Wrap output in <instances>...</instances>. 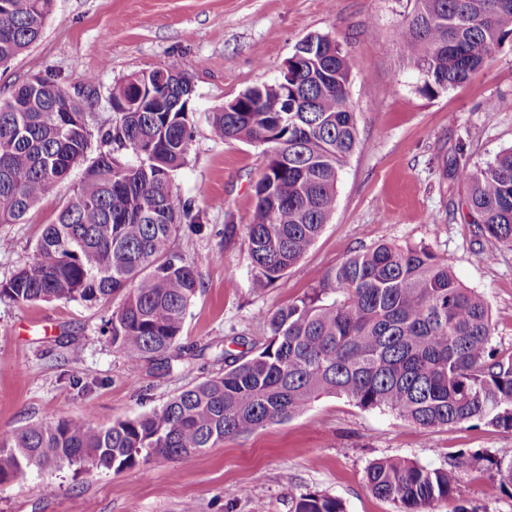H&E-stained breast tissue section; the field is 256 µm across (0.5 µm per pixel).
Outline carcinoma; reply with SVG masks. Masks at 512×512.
Here are the masks:
<instances>
[{
  "label": "carcinoma",
  "mask_w": 512,
  "mask_h": 512,
  "mask_svg": "<svg viewBox=\"0 0 512 512\" xmlns=\"http://www.w3.org/2000/svg\"><path fill=\"white\" fill-rule=\"evenodd\" d=\"M5 2L0 64L40 39L54 5ZM510 37L512 0H414L394 32L426 96L467 82ZM350 80L341 43L308 36L288 58V78L241 93L238 112L221 107L209 116L215 142L268 146L248 227L257 291L305 255L335 212L339 171L359 146ZM139 82L163 94L162 106L139 99ZM194 93L192 78L175 67L131 73L108 96L112 122L95 131L83 100L49 78L35 77L0 99V224L21 223L84 167L81 184L45 226L32 257L0 284V296L98 304L123 294L112 313V345L132 374L145 361L170 367L200 285L195 263L169 249L179 225L200 220L192 203L172 192L173 173L189 150ZM453 176L467 186L474 223L511 245L512 148L483 167L457 163ZM259 319L269 338L252 355L185 387L151 414L107 428L76 415L1 436L0 484L64 465L119 472L187 461L227 437L289 421L323 395L390 410L423 432L475 421L512 432V358H498L491 346L488 304L424 247L376 244ZM486 461L497 473L483 489L492 501L512 489V455L498 451ZM467 465L428 468L385 458L369 465L367 484L399 512H429L433 501L456 498ZM295 512L345 509L334 497L306 491Z\"/></svg>",
  "instance_id": "1"
}]
</instances>
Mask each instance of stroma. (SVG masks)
<instances>
[{
    "label": "stroma",
    "instance_id": "stroma-1",
    "mask_svg": "<svg viewBox=\"0 0 512 512\" xmlns=\"http://www.w3.org/2000/svg\"><path fill=\"white\" fill-rule=\"evenodd\" d=\"M411 9L410 0H56L40 40L0 66V98L49 74L69 93L84 92L92 75L95 92L84 104L103 124L112 120L106 99L122 76L170 65L188 72L193 138L173 193L204 216L180 225L171 249L197 264L201 287L173 370L146 362L134 375L112 344L110 320L121 296L98 305L0 297V435L74 415L108 427L152 412L181 389L222 374L221 350L238 358L263 343L268 329L258 311L296 302L346 258L379 242L423 246L445 259L463 286L486 299L497 355L512 356V245L472 224L461 206L467 189L451 174L457 152L475 168L512 147V112L490 107L512 99V38L466 83L428 98L392 39ZM316 34L336 38L350 55L360 146L339 173L336 210L313 246L257 293L248 226L266 148L215 143L208 114L274 82L296 45ZM82 177L74 170L22 223L0 224V283L31 257ZM229 221L236 232L228 239ZM499 448H512V432L472 423L424 434L388 410L331 395L299 417L225 439L187 461L80 475L68 467L30 471L0 485V512H293L306 491L341 499L346 512H398L367 486L373 460L446 468L459 453ZM491 477L485 464L466 468L458 500H436L430 512H454L460 500L479 512H512L511 494L484 500Z\"/></svg>",
    "mask_w": 512,
    "mask_h": 512
}]
</instances>
